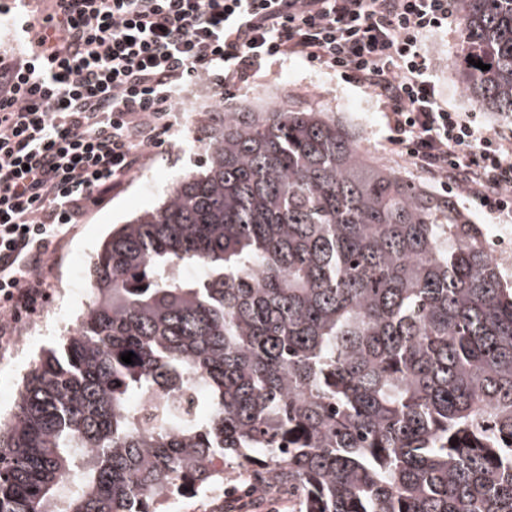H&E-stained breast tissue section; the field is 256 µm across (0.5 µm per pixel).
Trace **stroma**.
<instances>
[{
  "mask_svg": "<svg viewBox=\"0 0 512 512\" xmlns=\"http://www.w3.org/2000/svg\"><path fill=\"white\" fill-rule=\"evenodd\" d=\"M424 44L434 60L433 80L441 102L459 112L472 111L473 106L461 91L455 72L448 67L449 60L462 51L459 29L430 33ZM286 94L303 106L334 113L337 120L355 130L362 148L371 155L402 171L412 181L442 191L439 178L420 171L389 144L382 104L365 90L319 66L300 59L268 64L254 82L236 88L230 101L236 109L262 107ZM197 135V129L185 128L173 133L164 147L152 149L142 166L113 190L111 202L95 210L86 223L77 225L67 238L53 266L50 285L60 289L59 299L67 306L69 319H76L85 311L84 305L73 301L65 291L72 258L77 255L93 257L113 225L125 223L133 214L156 205L175 173L196 168L202 159L201 151L192 145ZM58 343V337L48 336L28 345L0 349V418L8 416L13 409L15 393L20 390L34 359L42 351L57 347ZM227 483L231 492L224 497V512H289L287 493L247 502L243 499L249 485L247 479L232 476Z\"/></svg>",
  "mask_w": 512,
  "mask_h": 512,
  "instance_id": "35a3bbf8",
  "label": "stroma"
}]
</instances>
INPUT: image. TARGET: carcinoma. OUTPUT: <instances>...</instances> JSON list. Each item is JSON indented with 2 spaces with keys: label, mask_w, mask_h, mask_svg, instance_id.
<instances>
[{
  "label": "carcinoma",
  "mask_w": 512,
  "mask_h": 512,
  "mask_svg": "<svg viewBox=\"0 0 512 512\" xmlns=\"http://www.w3.org/2000/svg\"><path fill=\"white\" fill-rule=\"evenodd\" d=\"M456 10L460 88L510 122L512 0ZM199 133L198 169L112 229L86 315L24 377L0 512L178 491L224 512L215 454L295 512H512V275L483 227L326 112L282 99ZM174 385L197 414L145 427L131 397Z\"/></svg>",
  "instance_id": "obj_1"
}]
</instances>
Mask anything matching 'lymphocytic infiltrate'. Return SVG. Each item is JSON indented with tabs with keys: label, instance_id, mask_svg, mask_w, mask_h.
I'll return each instance as SVG.
<instances>
[{
	"label": "lymphocytic infiltrate",
	"instance_id": "f902f5d3",
	"mask_svg": "<svg viewBox=\"0 0 512 512\" xmlns=\"http://www.w3.org/2000/svg\"><path fill=\"white\" fill-rule=\"evenodd\" d=\"M452 0H53L0 59V342L35 313L75 225L161 147L185 93L216 100L268 62L299 58L369 91L388 142L485 212L512 217V127L487 132L441 103L426 34Z\"/></svg>",
	"mask_w": 512,
	"mask_h": 512
}]
</instances>
